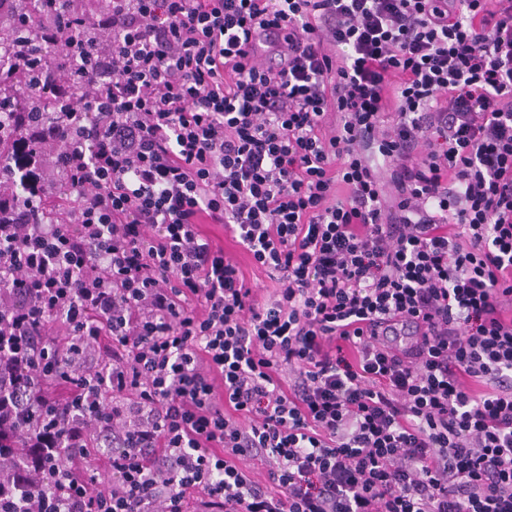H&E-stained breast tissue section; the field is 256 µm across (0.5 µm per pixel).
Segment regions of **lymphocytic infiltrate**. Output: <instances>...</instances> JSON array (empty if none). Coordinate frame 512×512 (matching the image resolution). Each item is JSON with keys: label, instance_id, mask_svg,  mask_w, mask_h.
Instances as JSON below:
<instances>
[{"label": "lymphocytic infiltrate", "instance_id": "lymphocytic-infiltrate-1", "mask_svg": "<svg viewBox=\"0 0 512 512\" xmlns=\"http://www.w3.org/2000/svg\"><path fill=\"white\" fill-rule=\"evenodd\" d=\"M16 2L0 512H512V0ZM204 229L210 233L217 244L224 246L226 253L234 261L238 262L251 288H254L258 294L266 293L268 288H272V282L268 276L253 266L249 256L236 246L230 235L221 226L208 224Z\"/></svg>", "mask_w": 512, "mask_h": 512}]
</instances>
